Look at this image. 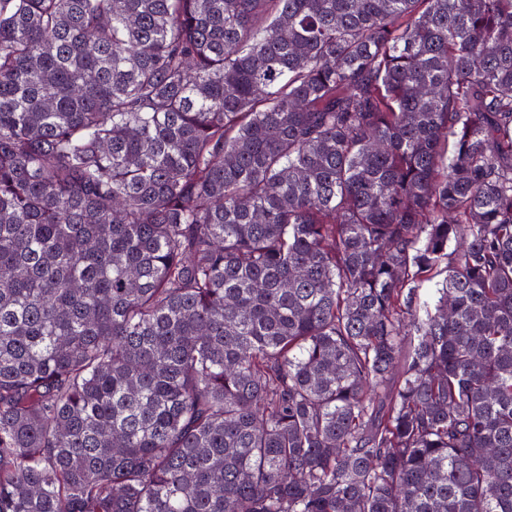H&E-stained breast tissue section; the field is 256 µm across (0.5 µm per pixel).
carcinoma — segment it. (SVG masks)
Returning <instances> with one entry per match:
<instances>
[{
    "instance_id": "obj_1",
    "label": "carcinoma",
    "mask_w": 512,
    "mask_h": 512,
    "mask_svg": "<svg viewBox=\"0 0 512 512\" xmlns=\"http://www.w3.org/2000/svg\"><path fill=\"white\" fill-rule=\"evenodd\" d=\"M0 512H512V0H0Z\"/></svg>"
}]
</instances>
